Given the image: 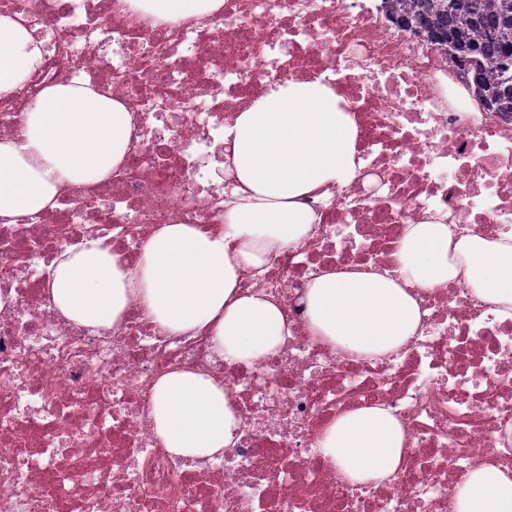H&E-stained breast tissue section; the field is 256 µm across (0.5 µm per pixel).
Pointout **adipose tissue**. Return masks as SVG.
<instances>
[{"label":"adipose tissue","mask_w":512,"mask_h":512,"mask_svg":"<svg viewBox=\"0 0 512 512\" xmlns=\"http://www.w3.org/2000/svg\"><path fill=\"white\" fill-rule=\"evenodd\" d=\"M160 23L199 20L224 0H128ZM51 37L23 15L0 14V97L50 55ZM342 99L320 82L267 85L224 131V168L236 185L224 204V231L165 224L134 263L102 240L66 248L52 264L49 291L59 317L98 332L118 327L129 300L168 334L208 330L225 359L254 363L274 354L290 331L272 294L240 286L242 269L262 276L269 255L307 237L318 218L307 196L345 185L357 168V128ZM136 116L121 99L85 82L51 85L18 132L0 139V224L54 209L63 188L110 177L126 160ZM394 270L351 268L316 276L306 293L313 340L355 357L396 352L422 327L415 289L464 281L512 316V242L454 237L444 224L408 225ZM154 434L170 455L193 466L223 455L238 420L216 378L175 370L157 383ZM405 431L381 405L336 417L319 446L349 484L397 472ZM455 512H512V471L481 466L458 485Z\"/></svg>","instance_id":"ef3b65f1"}]
</instances>
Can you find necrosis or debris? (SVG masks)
<instances>
[{
    "label": "necrosis or debris",
    "mask_w": 512,
    "mask_h": 512,
    "mask_svg": "<svg viewBox=\"0 0 512 512\" xmlns=\"http://www.w3.org/2000/svg\"><path fill=\"white\" fill-rule=\"evenodd\" d=\"M42 24L60 52L0 98L15 135L46 86L90 81L138 117L125 163L68 188L58 208L0 224V512H454L474 468L512 470V318L461 280L417 291L423 334L397 353L344 357L315 342L304 299L321 271L393 269L408 225L488 241L512 235V114L474 109L470 78L387 20L376 0H224L191 24H152L123 0H0ZM317 80L357 125L360 164L311 200L309 236L272 254L263 279L290 335L248 365L197 333L142 320L111 338L58 318L46 291L64 248L100 238L134 259L164 224L224 229V130L267 83ZM183 367L224 382L238 417L221 462L183 469L159 445L156 382ZM380 403L407 428L393 478L352 487L318 445L337 414ZM287 466H280V459Z\"/></svg>",
    "instance_id": "4bbe7bcc"
}]
</instances>
